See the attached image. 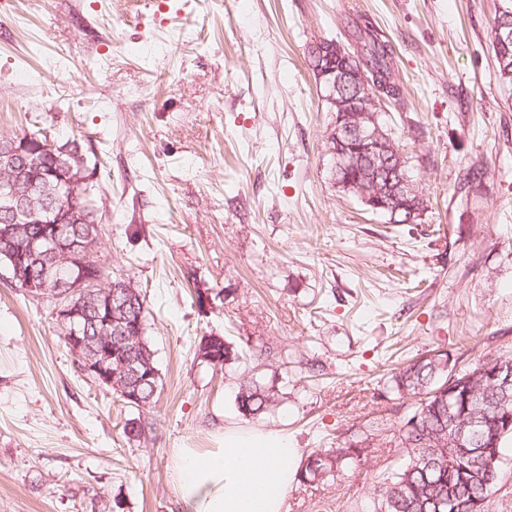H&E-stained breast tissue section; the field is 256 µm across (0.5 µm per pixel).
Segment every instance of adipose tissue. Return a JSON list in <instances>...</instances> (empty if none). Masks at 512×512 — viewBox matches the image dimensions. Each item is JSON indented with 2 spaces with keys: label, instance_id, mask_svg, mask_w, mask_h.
Masks as SVG:
<instances>
[{
  "label": "adipose tissue",
  "instance_id": "adipose-tissue-1",
  "mask_svg": "<svg viewBox=\"0 0 512 512\" xmlns=\"http://www.w3.org/2000/svg\"><path fill=\"white\" fill-rule=\"evenodd\" d=\"M299 462L287 435L227 429L209 452L178 449L177 492L185 512H286Z\"/></svg>",
  "mask_w": 512,
  "mask_h": 512
}]
</instances>
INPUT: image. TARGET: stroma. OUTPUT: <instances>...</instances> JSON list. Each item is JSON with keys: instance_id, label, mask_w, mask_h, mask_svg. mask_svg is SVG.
<instances>
[{"instance_id": "1", "label": "stroma", "mask_w": 512, "mask_h": 512, "mask_svg": "<svg viewBox=\"0 0 512 512\" xmlns=\"http://www.w3.org/2000/svg\"><path fill=\"white\" fill-rule=\"evenodd\" d=\"M497 0H0V138L77 145L95 186L92 256L141 289L160 392L127 407L80 369L51 315L0 275V512H183L177 449L224 428L302 455L361 443L358 467L293 482L287 512H373L416 404L393 377L448 351L456 371L512 354V85ZM394 48L380 117L428 200L393 224L335 187L330 112L310 67ZM238 351L214 366L201 337ZM278 389L238 411L239 376ZM151 424L143 438L128 420ZM498 14H504L505 18H509L511 16L509 9H507L505 5H502L499 1L498 13L496 12L491 28L492 44L497 62L499 78L505 83L512 84V41L508 42L507 44H501L499 42L497 43V30L503 17V15L499 16Z\"/></svg>"}]
</instances>
